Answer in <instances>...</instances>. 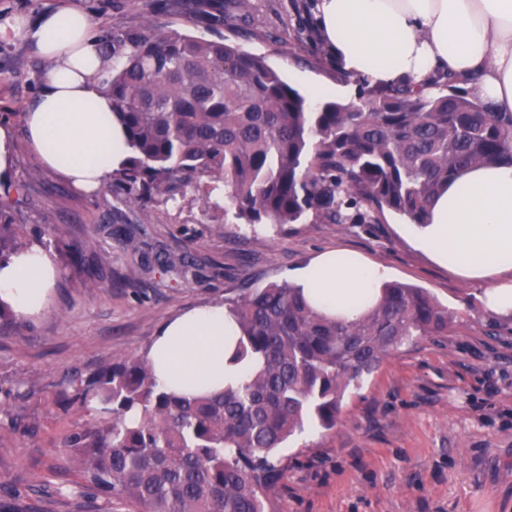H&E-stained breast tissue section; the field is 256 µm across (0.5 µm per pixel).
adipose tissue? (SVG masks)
Wrapping results in <instances>:
<instances>
[{
	"label": "adipose tissue",
	"mask_w": 512,
	"mask_h": 512,
	"mask_svg": "<svg viewBox=\"0 0 512 512\" xmlns=\"http://www.w3.org/2000/svg\"><path fill=\"white\" fill-rule=\"evenodd\" d=\"M316 19L350 75L426 89L442 72L491 111L512 113V0H319ZM93 26L79 0H70L34 23L0 29L51 58L25 114L27 143L38 163L86 192L99 189L130 153L104 88L112 60ZM411 235L435 262L481 285L487 311L512 320V161L461 171ZM294 277L313 307L352 320L361 313L359 298L378 295L385 272L355 253L330 250ZM57 278L53 255L32 247L0 264V302L21 317L40 314ZM234 346V324L215 302L166 321L144 355L163 389L209 396L252 372V364L230 362Z\"/></svg>",
	"instance_id": "ef3b65f1"
}]
</instances>
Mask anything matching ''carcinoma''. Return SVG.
<instances>
[{
    "label": "carcinoma",
    "mask_w": 512,
    "mask_h": 512,
    "mask_svg": "<svg viewBox=\"0 0 512 512\" xmlns=\"http://www.w3.org/2000/svg\"><path fill=\"white\" fill-rule=\"evenodd\" d=\"M98 41L122 60L106 84L132 148L115 171L132 204L193 187L243 224L342 223L353 207L421 224L459 170L512 158V113L451 81L313 105L221 36L149 19L102 28ZM20 232L0 203V262L19 252ZM224 312L238 330L232 361L257 360L238 387L169 393L139 356L70 381L87 418L56 447L95 499L127 512H275L277 452L307 423L336 427L346 394L406 342L448 332V309L402 283L385 284L354 321L327 317L287 280L247 289Z\"/></svg>",
    "instance_id": "1"
}]
</instances>
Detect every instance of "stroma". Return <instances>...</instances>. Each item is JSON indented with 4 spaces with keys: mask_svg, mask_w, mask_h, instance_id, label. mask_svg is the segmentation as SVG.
<instances>
[{
    "mask_svg": "<svg viewBox=\"0 0 512 512\" xmlns=\"http://www.w3.org/2000/svg\"><path fill=\"white\" fill-rule=\"evenodd\" d=\"M95 24L136 27L147 0H80ZM316 0H251L240 11L224 0V24L208 25V7L157 15L190 35L223 34L263 57L302 95L332 86L333 99H355L323 53ZM46 62L26 44L0 39V126L13 139L0 201L32 246L54 234L60 269L47 311L0 335V497L16 512H78L80 489L55 444L79 407L54 405L66 378L102 363L142 355L168 319L198 305L241 296L253 285L291 278L330 249L358 252L388 279L430 292L448 309L444 336L407 344L350 393L335 428L307 429L281 449L277 512H512V321L487 313L483 289L466 283L410 242V226L384 211L362 224L306 220L281 228L216 223L198 194L145 205L123 191L73 189L40 166L23 117L41 89ZM133 233L138 252L119 248ZM81 244L72 255V244ZM171 264L141 267V256Z\"/></svg>",
    "mask_w": 512,
    "mask_h": 512,
    "instance_id": "1",
    "label": "stroma"
}]
</instances>
